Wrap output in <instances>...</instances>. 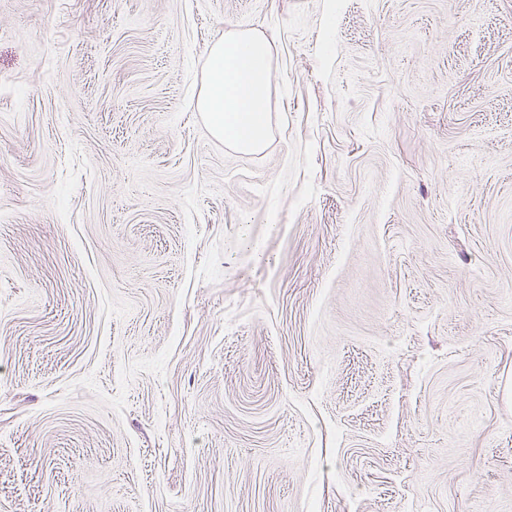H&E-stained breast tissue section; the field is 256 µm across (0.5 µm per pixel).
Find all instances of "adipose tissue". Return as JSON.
Masks as SVG:
<instances>
[{
  "instance_id": "obj_1",
  "label": "adipose tissue",
  "mask_w": 512,
  "mask_h": 512,
  "mask_svg": "<svg viewBox=\"0 0 512 512\" xmlns=\"http://www.w3.org/2000/svg\"><path fill=\"white\" fill-rule=\"evenodd\" d=\"M269 58V42L254 33H227L209 50L196 108L215 138L241 152L261 150L268 138Z\"/></svg>"
}]
</instances>
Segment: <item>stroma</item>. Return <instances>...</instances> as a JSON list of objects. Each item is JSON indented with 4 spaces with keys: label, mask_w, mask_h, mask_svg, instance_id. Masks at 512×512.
Here are the masks:
<instances>
[{
    "label": "stroma",
    "mask_w": 512,
    "mask_h": 512,
    "mask_svg": "<svg viewBox=\"0 0 512 512\" xmlns=\"http://www.w3.org/2000/svg\"><path fill=\"white\" fill-rule=\"evenodd\" d=\"M0 214V512H512V0H0ZM269 58V42L254 33L230 31L209 49L196 108L215 138L241 152L261 150L268 138Z\"/></svg>",
    "instance_id": "35a3bbf8"
}]
</instances>
